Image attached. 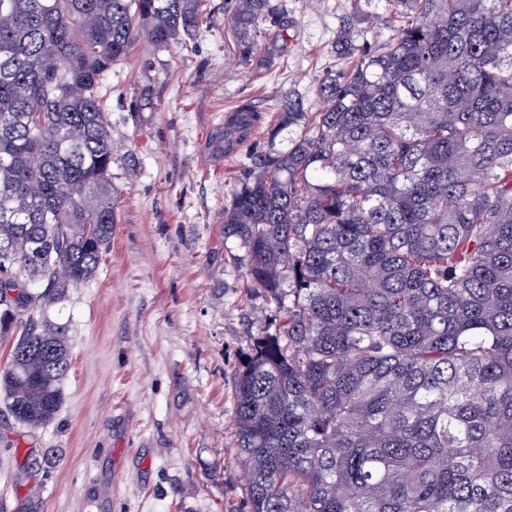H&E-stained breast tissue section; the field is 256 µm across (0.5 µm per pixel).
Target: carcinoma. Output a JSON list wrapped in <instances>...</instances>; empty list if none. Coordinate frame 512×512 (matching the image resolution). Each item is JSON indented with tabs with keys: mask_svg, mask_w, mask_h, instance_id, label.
<instances>
[{
	"mask_svg": "<svg viewBox=\"0 0 512 512\" xmlns=\"http://www.w3.org/2000/svg\"><path fill=\"white\" fill-rule=\"evenodd\" d=\"M336 39L322 107L288 97L224 210L273 307L235 372L248 512H512V0H394ZM271 0H234L240 63ZM201 0H0V409L59 416L68 326L47 311L112 239L99 85L135 42L190 37Z\"/></svg>",
	"mask_w": 512,
	"mask_h": 512,
	"instance_id": "1",
	"label": "carcinoma"
}]
</instances>
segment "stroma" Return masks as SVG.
Returning a JSON list of instances; mask_svg holds the SVG:
<instances>
[{
    "instance_id": "1",
    "label": "stroma",
    "mask_w": 512,
    "mask_h": 512,
    "mask_svg": "<svg viewBox=\"0 0 512 512\" xmlns=\"http://www.w3.org/2000/svg\"><path fill=\"white\" fill-rule=\"evenodd\" d=\"M274 2L288 29L269 26L284 41L261 65L235 55L231 0H206L192 38L139 40L105 76L118 222L92 279L48 311L72 338L59 417L29 430L0 416V512H246L234 374L273 311L246 288L224 209L252 155L287 149L267 139L281 101L320 108L353 8ZM247 101L262 121L225 152L224 113Z\"/></svg>"
}]
</instances>
